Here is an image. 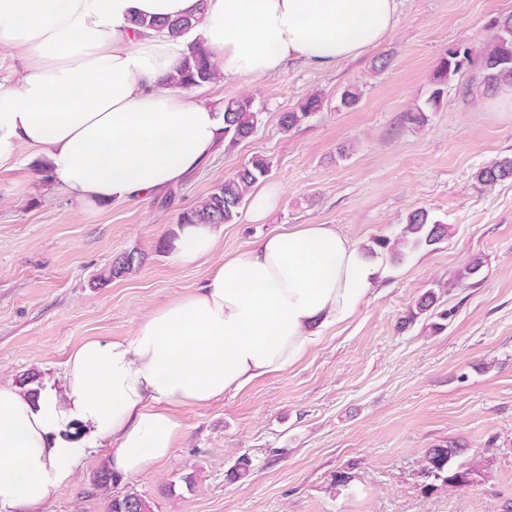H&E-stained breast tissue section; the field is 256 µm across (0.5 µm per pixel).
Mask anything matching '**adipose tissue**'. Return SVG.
Instances as JSON below:
<instances>
[{
  "mask_svg": "<svg viewBox=\"0 0 512 512\" xmlns=\"http://www.w3.org/2000/svg\"><path fill=\"white\" fill-rule=\"evenodd\" d=\"M190 19L179 36L138 19ZM399 23V0H0V168L44 156L56 190L89 212L146 199L202 169L224 143V112L165 85L192 43L218 75L250 82L292 62L359 57ZM215 225L184 224L173 267L211 258L202 282L145 315L133 336L91 338L62 388L29 400L0 384V512H37L70 487L91 449L134 477L169 458L179 410L287 370L352 319L376 258L330 224H299L214 258ZM84 430L69 436L71 425Z\"/></svg>",
  "mask_w": 512,
  "mask_h": 512,
  "instance_id": "adipose-tissue-1",
  "label": "adipose tissue"
}]
</instances>
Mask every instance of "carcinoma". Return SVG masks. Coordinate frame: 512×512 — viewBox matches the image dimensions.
<instances>
[{
  "mask_svg": "<svg viewBox=\"0 0 512 512\" xmlns=\"http://www.w3.org/2000/svg\"><path fill=\"white\" fill-rule=\"evenodd\" d=\"M496 33L490 46L475 62L481 80L478 88L482 91L496 89L503 83L512 82V15L494 21ZM459 60L442 59L437 67L438 84L447 82L449 75L458 71L463 63L470 60V51L455 52ZM215 81L209 51L201 45H194L191 51L169 78V84L191 89ZM321 108V99L315 95L308 97L297 112H284L280 124L285 130L299 126L306 118ZM261 121V112L254 108L252 98L248 96L231 97L224 100V141L233 145L250 138ZM269 167L262 161L242 166L234 176L217 185L199 205L183 211L178 217L180 224H229L238 215L250 189L264 178ZM476 181L492 187L501 182L512 180V156L502 157L482 168L475 174ZM449 225L435 220L425 208H416L408 213L406 224L400 235L391 239L376 238L368 252L373 255H386L393 263L404 260L411 251H417L448 238ZM142 262L137 251L122 252L112 260V264L99 276L104 284L114 278L123 277L135 270ZM460 449L451 445H439L426 451L427 471L445 475L450 487L466 486L473 481V470L453 467V459ZM117 481V475L109 468L97 471L93 485L107 492ZM107 512H152L151 506L140 495L129 492L110 499Z\"/></svg>",
  "mask_w": 512,
  "mask_h": 512,
  "instance_id": "cac0c4a2",
  "label": "carcinoma"
}]
</instances>
